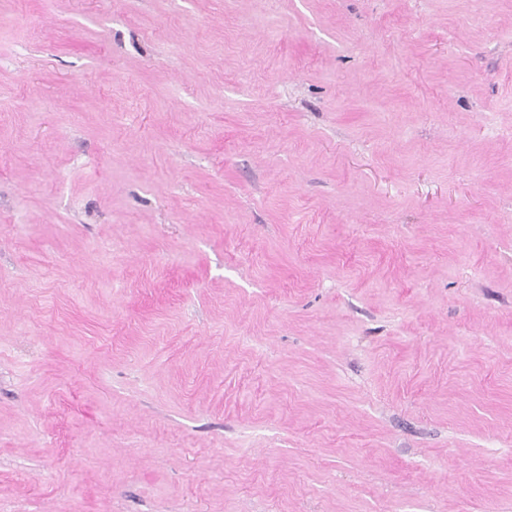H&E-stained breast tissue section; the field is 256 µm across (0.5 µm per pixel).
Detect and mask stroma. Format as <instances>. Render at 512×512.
I'll return each mask as SVG.
<instances>
[{"label":"stroma","mask_w":512,"mask_h":512,"mask_svg":"<svg viewBox=\"0 0 512 512\" xmlns=\"http://www.w3.org/2000/svg\"><path fill=\"white\" fill-rule=\"evenodd\" d=\"M0 512H512V0H0Z\"/></svg>","instance_id":"obj_1"}]
</instances>
